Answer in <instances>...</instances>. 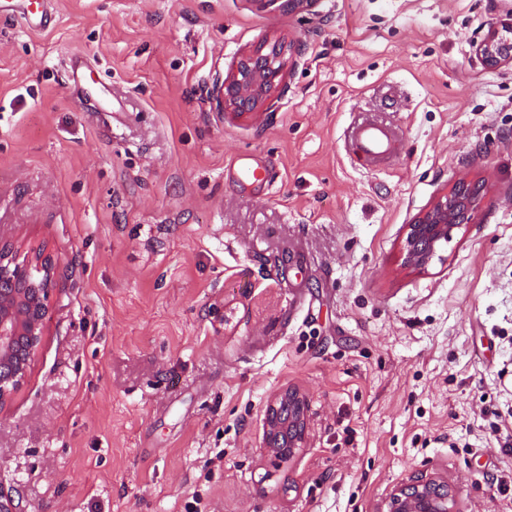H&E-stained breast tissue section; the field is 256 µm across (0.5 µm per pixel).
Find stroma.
Segmentation results:
<instances>
[{
  "instance_id": "35a3bbf8",
  "label": "stroma",
  "mask_w": 512,
  "mask_h": 512,
  "mask_svg": "<svg viewBox=\"0 0 512 512\" xmlns=\"http://www.w3.org/2000/svg\"><path fill=\"white\" fill-rule=\"evenodd\" d=\"M506 6L0 15V234L59 259L0 488L28 512H379L446 473L469 512H512V66L474 54ZM288 33L306 50L274 105L221 111L238 55ZM364 119L398 131L389 164L351 157ZM464 177L487 183L476 223L404 267V225ZM290 387L306 440L276 459L265 409Z\"/></svg>"
}]
</instances>
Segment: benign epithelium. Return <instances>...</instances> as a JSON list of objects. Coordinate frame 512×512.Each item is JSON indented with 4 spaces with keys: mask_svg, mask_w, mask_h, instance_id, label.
<instances>
[{
    "mask_svg": "<svg viewBox=\"0 0 512 512\" xmlns=\"http://www.w3.org/2000/svg\"><path fill=\"white\" fill-rule=\"evenodd\" d=\"M260 11L288 13L312 10L318 0H253ZM304 51L299 37L263 42L241 54L233 71L217 85L216 100L224 112H257L274 104L282 83L285 59ZM475 55L489 69L512 65V8L506 10L483 39ZM486 184L463 178L440 193L406 225L401 240L403 264L420 271L441 258L445 244L465 224L474 223L485 198ZM0 412L24 385L31 361L39 352L56 286V260L44 248L26 250L21 240H0ZM307 401L297 388H287L266 406L268 455L283 458L301 447L307 429ZM0 512H27L23 497L0 489ZM381 512H462L452 480L416 473L396 486Z\"/></svg>",
    "mask_w": 512,
    "mask_h": 512,
    "instance_id": "benign-epithelium-1",
    "label": "benign epithelium"
}]
</instances>
